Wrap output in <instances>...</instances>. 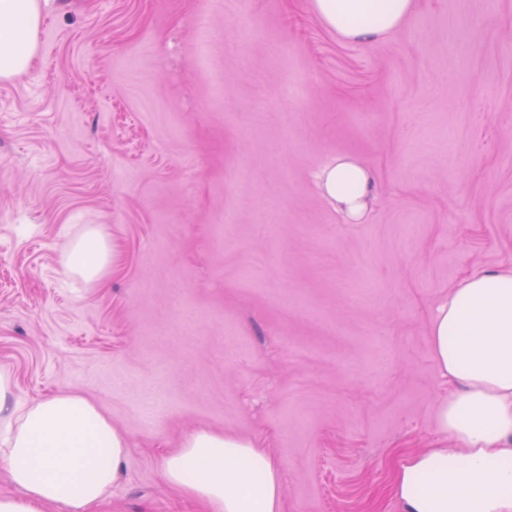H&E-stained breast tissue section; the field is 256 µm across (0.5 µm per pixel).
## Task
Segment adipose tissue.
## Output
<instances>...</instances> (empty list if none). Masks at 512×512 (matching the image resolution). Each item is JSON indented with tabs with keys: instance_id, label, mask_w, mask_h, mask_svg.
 Wrapping results in <instances>:
<instances>
[{
	"instance_id": "ef3b65f1",
	"label": "adipose tissue",
	"mask_w": 512,
	"mask_h": 512,
	"mask_svg": "<svg viewBox=\"0 0 512 512\" xmlns=\"http://www.w3.org/2000/svg\"><path fill=\"white\" fill-rule=\"evenodd\" d=\"M314 12L346 38L364 42L415 14L418 0H313ZM40 0H0V78L26 71L36 51ZM349 216L366 209L372 177L336 159L317 174ZM112 259L99 226H88L63 255L66 274L91 281ZM440 376L444 439L400 466L394 490L403 512H512V272L465 278L437 306L430 324ZM0 372V469L15 486L0 512H96L127 458L125 436L95 404L70 392L14 403ZM165 482L207 512H281L282 475L255 441L200 429L161 459Z\"/></svg>"
}]
</instances>
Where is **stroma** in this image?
Here are the masks:
<instances>
[{"label":"stroma","instance_id":"stroma-1","mask_svg":"<svg viewBox=\"0 0 512 512\" xmlns=\"http://www.w3.org/2000/svg\"><path fill=\"white\" fill-rule=\"evenodd\" d=\"M41 9L37 56L0 80L15 399L75 392L125 435L100 512H205L158 449L199 429L260 441L283 512H402L394 475L449 391L432 312L512 271V0H420L366 42L312 0ZM335 157L372 176L361 219L314 180ZM90 224L112 262L88 282L62 256Z\"/></svg>","mask_w":512,"mask_h":512}]
</instances>
